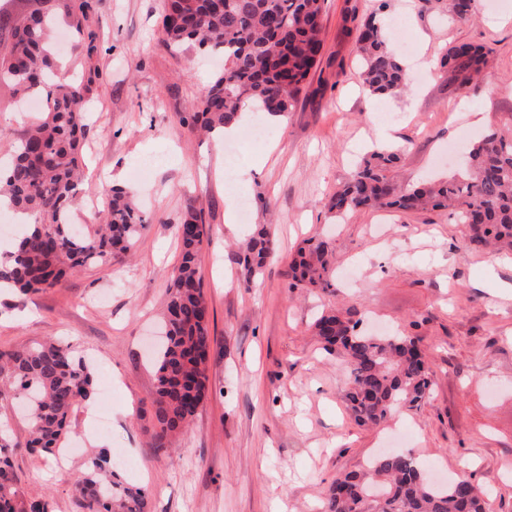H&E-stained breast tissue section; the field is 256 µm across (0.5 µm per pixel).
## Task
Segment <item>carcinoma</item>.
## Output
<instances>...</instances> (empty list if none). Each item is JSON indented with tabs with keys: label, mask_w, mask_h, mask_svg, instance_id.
I'll return each instance as SVG.
<instances>
[{
	"label": "carcinoma",
	"mask_w": 512,
	"mask_h": 512,
	"mask_svg": "<svg viewBox=\"0 0 512 512\" xmlns=\"http://www.w3.org/2000/svg\"><path fill=\"white\" fill-rule=\"evenodd\" d=\"M326 0H163L157 39L165 46L190 44L224 58L192 111L181 122L212 133L240 121L247 112L282 115L292 109L301 86L324 47ZM422 13L442 6L458 21L475 17L476 0H416ZM64 21L75 48H86L85 70L64 80L52 52L54 27ZM96 0H0V87L9 97L37 96L42 116L23 125L8 173L0 174V196L13 211H24L33 228H16L9 250L0 253V288L26 295L56 288L68 274L108 264L146 228L149 217L120 188L108 189L101 224L78 229L70 216L80 202L82 143L98 70ZM362 79L374 95L407 86L403 60L387 45L382 22L371 15L357 28ZM485 62L480 46L446 49L440 63L467 85ZM397 153L379 149L358 164L352 178L329 200L343 216L363 208L404 213L429 207L458 209L471 242L512 248V128L492 132L468 152L464 173L398 190L391 173ZM179 262L171 276L164 312L163 340L154 352L156 397L153 445L164 448L183 432L211 389L208 303L200 265L209 243L203 209L191 204L178 226ZM327 239L301 248L288 276L291 287L325 291L332 275ZM271 255L270 229L253 227L232 259L245 284L262 275ZM345 311L315 320L323 349L344 364V396L355 421L379 425L401 407H419L431 379L416 341L358 329ZM94 395L92 372L84 360L51 342L0 351V408L10 399L25 402L29 434L20 443L0 438V448L53 453L60 447L77 401ZM83 512H148L149 492L125 482L107 450L92 456L75 479ZM0 512H52L46 499L22 497L9 457L0 455ZM325 512H486L481 491L469 478L437 485L408 454L381 452L365 465L340 473L329 487Z\"/></svg>",
	"instance_id": "cac0c4a2"
}]
</instances>
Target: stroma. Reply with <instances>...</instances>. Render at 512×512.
<instances>
[{
  "label": "stroma",
  "mask_w": 512,
  "mask_h": 512,
  "mask_svg": "<svg viewBox=\"0 0 512 512\" xmlns=\"http://www.w3.org/2000/svg\"><path fill=\"white\" fill-rule=\"evenodd\" d=\"M412 2L327 0L316 69L291 112L250 142L181 123L221 63L157 41L161 0H99L97 112L81 199L119 186L151 222L130 255L71 274L62 287L0 290L1 351L52 341L84 356L94 376L93 399L71 415L66 465L20 448V415L0 425L18 442L10 458L24 497L80 512L75 478L104 448L128 483L149 490L150 512H322L336 475L385 449L416 457L441 480L468 475L488 488L487 512H512V252L470 243L451 207L342 218L328 207L379 148L381 131L402 153L393 183L405 188L448 175L472 141L512 121V0H479L468 22ZM372 13L404 23L406 42L394 50L409 65L407 92L377 97L361 84L355 27ZM460 44L489 52L477 86L439 69L421 80V60ZM233 141L240 149L230 163ZM238 168L249 169L247 180L235 177ZM191 203L202 204L209 227L201 275L213 388L190 427L159 449L150 439L148 342ZM256 224L271 225L275 253L248 286L232 253ZM319 238L332 245L333 288H289L292 255ZM336 308L362 330L417 340L432 379L420 407L399 409L380 427L356 424L340 361L312 334L314 320ZM102 409L112 416L106 433L92 429Z\"/></svg>",
  "instance_id": "35a3bbf8"
}]
</instances>
